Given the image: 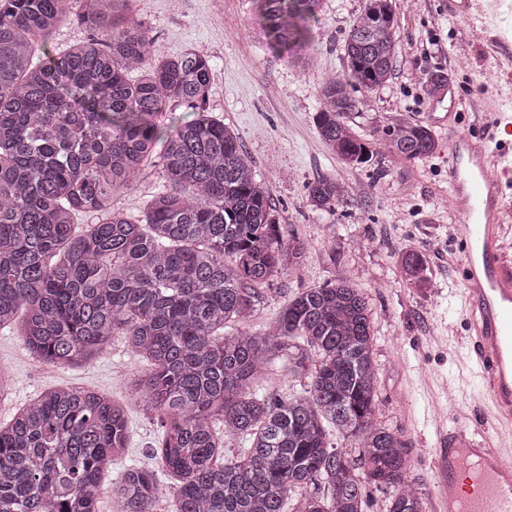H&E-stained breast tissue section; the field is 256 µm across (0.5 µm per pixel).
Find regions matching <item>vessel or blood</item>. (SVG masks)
Wrapping results in <instances>:
<instances>
[{
	"instance_id": "obj_1",
	"label": "vessel or blood",
	"mask_w": 512,
	"mask_h": 512,
	"mask_svg": "<svg viewBox=\"0 0 512 512\" xmlns=\"http://www.w3.org/2000/svg\"><path fill=\"white\" fill-rule=\"evenodd\" d=\"M445 7L471 21L498 68L512 71V0H446ZM504 114L501 104H490L448 142V182L454 200L465 203L454 227L469 310L465 357L482 379L478 404L491 415L435 449L439 512H512V447L485 437L489 427L512 430V257L502 243L512 222V144L498 137L512 132V122Z\"/></svg>"
}]
</instances>
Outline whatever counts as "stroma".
Wrapping results in <instances>:
<instances>
[{"instance_id":"35a3bbf8","label":"stroma","mask_w":512,"mask_h":512,"mask_svg":"<svg viewBox=\"0 0 512 512\" xmlns=\"http://www.w3.org/2000/svg\"><path fill=\"white\" fill-rule=\"evenodd\" d=\"M441 0H396L399 55L395 77L366 93L351 124L365 136L398 118L428 126L438 148L433 155L402 162L383 159L381 173L343 163L321 140L314 121L320 89L345 66L340 45L366 0H322L309 24L307 68L270 49L266 22L256 0H130V13L148 30L160 57L204 48L213 75L207 108L240 137L255 177L277 218L308 244L299 269L288 271L264 289L251 331L273 325L282 307L298 292L349 276L366 292L376 336L377 422L397 429L410 448L416 487L434 508L432 452L439 431L471 425L479 391L476 368L464 367L463 253L452 228L460 217L448 185L446 104L425 93L429 75L438 73L462 88L466 99L492 101L506 80L469 20L451 17ZM430 41L420 56L416 45ZM348 187L344 203L315 209L306 186L317 176ZM164 184L162 166L153 163L131 189L112 198V207L143 218L148 201ZM415 250L426 262L422 287L402 277V253ZM0 365L18 383L0 400V421L43 390L75 385L105 393L126 407L129 442L110 465L105 482L129 465L157 470L154 448L162 435L159 422L131 395L130 383L146 365L131 356L121 337L87 364L54 367L33 358L16 330H0Z\"/></svg>"}]
</instances>
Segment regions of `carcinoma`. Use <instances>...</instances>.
<instances>
[{
    "instance_id": "carcinoma-1",
    "label": "carcinoma",
    "mask_w": 512,
    "mask_h": 512,
    "mask_svg": "<svg viewBox=\"0 0 512 512\" xmlns=\"http://www.w3.org/2000/svg\"><path fill=\"white\" fill-rule=\"evenodd\" d=\"M270 44L300 58L319 0H257ZM394 0H368L342 42L346 66L321 87V138L347 164L433 154L431 129L406 119L365 139L349 124L360 95L387 84L398 58ZM129 0H0V328L16 323L38 361L92 359L114 336L151 366L133 393L159 416V467L177 512H365L367 489L394 490L390 512H425L408 481L409 448L375 420V334L366 293L341 275L288 302L275 325L241 330L307 243L277 222L237 135L208 112L212 69L190 49L159 60ZM77 16L92 28L59 46ZM184 108L186 123L156 121ZM159 158L166 185L145 221L112 209ZM348 189L320 177L311 204ZM98 215L83 228L74 217ZM417 284L416 251L401 259ZM309 379L288 400L252 392L274 366ZM358 455L331 446L327 426ZM248 442L224 458V437ZM122 402L50 388L0 423V512H96L103 462L122 455ZM153 472L112 481L117 512H154Z\"/></svg>"
}]
</instances>
